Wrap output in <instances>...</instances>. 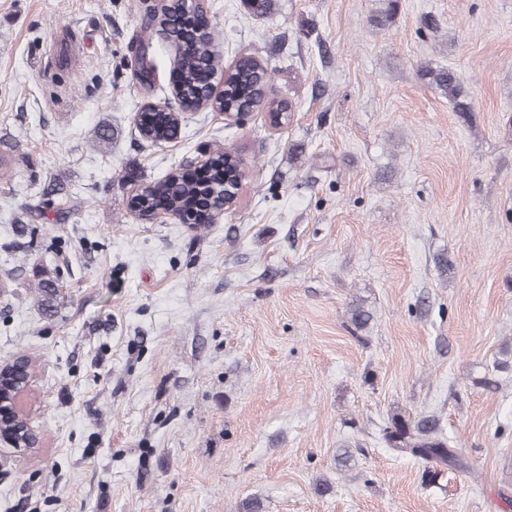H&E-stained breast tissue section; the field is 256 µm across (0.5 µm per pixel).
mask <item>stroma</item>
<instances>
[{"instance_id":"35a3bbf8","label":"stroma","mask_w":512,"mask_h":512,"mask_svg":"<svg viewBox=\"0 0 512 512\" xmlns=\"http://www.w3.org/2000/svg\"><path fill=\"white\" fill-rule=\"evenodd\" d=\"M274 3L208 5L286 123L187 111L154 145L135 114L177 50L141 0H0V362L30 360L40 435L0 512H512V0ZM224 148L245 189L215 223L131 212ZM396 414L435 415L464 468L423 482ZM427 72L456 112H472V103L467 99V94L453 70L442 68Z\"/></svg>"}]
</instances>
